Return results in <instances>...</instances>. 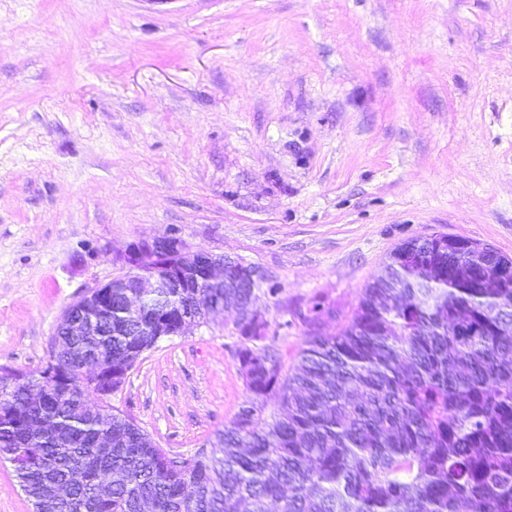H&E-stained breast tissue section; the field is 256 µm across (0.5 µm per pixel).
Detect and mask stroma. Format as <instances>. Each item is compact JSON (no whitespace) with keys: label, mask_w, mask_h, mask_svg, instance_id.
Returning <instances> with one entry per match:
<instances>
[{"label":"stroma","mask_w":512,"mask_h":512,"mask_svg":"<svg viewBox=\"0 0 512 512\" xmlns=\"http://www.w3.org/2000/svg\"><path fill=\"white\" fill-rule=\"evenodd\" d=\"M432 234L512 257V0H0V376L39 374L65 309L167 235L266 274L288 374ZM239 345L225 311L109 402L212 448Z\"/></svg>","instance_id":"35a3bbf8"}]
</instances>
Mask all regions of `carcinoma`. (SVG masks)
Here are the masks:
<instances>
[{
	"label": "carcinoma",
	"instance_id": "carcinoma-1",
	"mask_svg": "<svg viewBox=\"0 0 512 512\" xmlns=\"http://www.w3.org/2000/svg\"><path fill=\"white\" fill-rule=\"evenodd\" d=\"M404 248L352 321L309 337L285 378L277 352L254 345L267 322H235L248 400L217 434L220 454L172 456L129 416L84 410L90 391L107 390L81 374L84 357L106 353L120 381L144 353L114 288L92 310L104 335L53 337L42 406L0 387V455L21 483L70 486V501L42 512H512V288L475 286L506 255L450 247L405 261ZM222 296L254 299L250 288H174L161 303L194 311ZM272 396L281 412L267 418ZM101 434L109 460L94 448ZM97 478L112 479L108 497L92 493Z\"/></svg>",
	"mask_w": 512,
	"mask_h": 512
}]
</instances>
